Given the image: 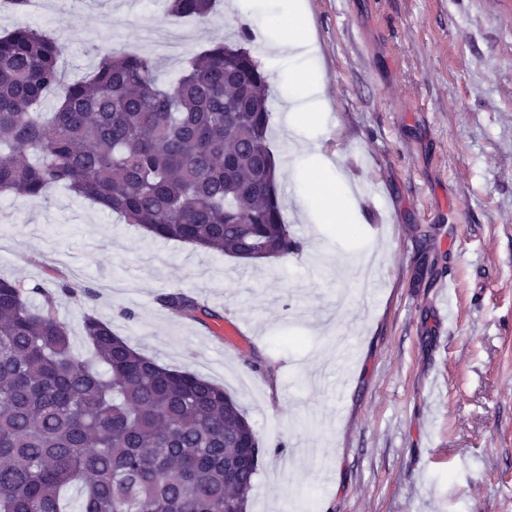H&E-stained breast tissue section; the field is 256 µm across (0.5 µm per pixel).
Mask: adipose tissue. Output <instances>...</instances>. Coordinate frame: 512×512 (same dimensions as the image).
<instances>
[{
	"label": "adipose tissue",
	"mask_w": 512,
	"mask_h": 512,
	"mask_svg": "<svg viewBox=\"0 0 512 512\" xmlns=\"http://www.w3.org/2000/svg\"><path fill=\"white\" fill-rule=\"evenodd\" d=\"M283 28L287 34L286 39L267 36L266 44L270 50H278L281 46H288L292 56L310 53L311 42L306 18L297 0H290L288 11L283 19ZM322 84L315 75L303 72L293 81L286 94L290 105L289 119L296 130V136L290 140L292 155L299 161L300 182L302 195L297 205L301 214L320 212L325 220L336 219L342 208L341 190H329L328 180L322 169L305 164L306 157L303 135L306 125L303 117L314 111L322 97Z\"/></svg>",
	"instance_id": "obj_1"
}]
</instances>
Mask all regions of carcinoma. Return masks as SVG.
Segmentation results:
<instances>
[{
	"instance_id": "cac0c4a2",
	"label": "carcinoma",
	"mask_w": 512,
	"mask_h": 512,
	"mask_svg": "<svg viewBox=\"0 0 512 512\" xmlns=\"http://www.w3.org/2000/svg\"><path fill=\"white\" fill-rule=\"evenodd\" d=\"M214 5L170 0L169 11L206 22ZM64 48L26 23L0 35L1 192L35 200L63 186L154 237L238 259L302 250L279 202L267 78L247 49L216 42L168 86L151 58L107 49L67 83ZM36 292L40 307L0 278V512H64L72 484L79 512L246 509L259 438L238 402L88 315L98 371L74 354L54 294ZM160 302L223 319L182 292Z\"/></svg>"
}]
</instances>
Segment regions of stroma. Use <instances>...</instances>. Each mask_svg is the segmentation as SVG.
I'll return each mask as SVG.
<instances>
[{
  "label": "stroma",
  "mask_w": 512,
  "mask_h": 512,
  "mask_svg": "<svg viewBox=\"0 0 512 512\" xmlns=\"http://www.w3.org/2000/svg\"><path fill=\"white\" fill-rule=\"evenodd\" d=\"M311 58L270 52L286 0H218L209 23L167 0H44L67 80L99 53L152 57L163 81L218 38L274 89L269 144L300 254L256 262L148 235L57 188L0 192V275L32 305L53 271L77 352L83 318L231 394L262 453L247 512H512V0H303ZM313 69L324 102L309 160L332 161L351 202L305 218L287 147L286 85ZM203 299L240 324L226 342L164 307Z\"/></svg>",
  "instance_id": "stroma-1"
}]
</instances>
